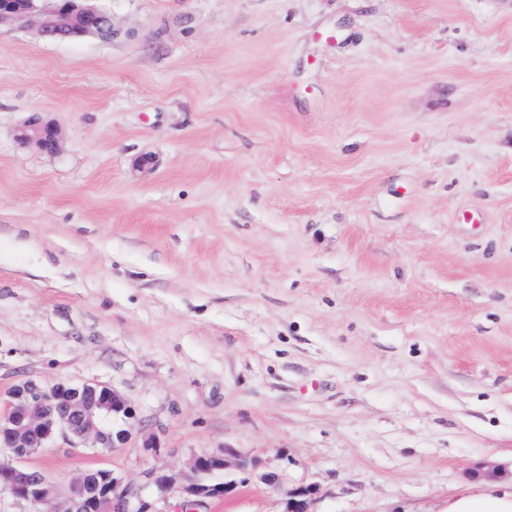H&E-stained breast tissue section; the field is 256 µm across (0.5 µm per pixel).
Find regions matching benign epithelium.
<instances>
[{
    "instance_id": "1",
    "label": "benign epithelium",
    "mask_w": 512,
    "mask_h": 512,
    "mask_svg": "<svg viewBox=\"0 0 512 512\" xmlns=\"http://www.w3.org/2000/svg\"><path fill=\"white\" fill-rule=\"evenodd\" d=\"M2 24L32 26L48 39L62 32L73 38L112 39L118 34L112 13L96 6L94 0H44L41 7L35 0H0ZM17 138L46 152L59 148L58 129L38 117L20 126ZM133 415L124 394L96 381L45 386L28 380L12 387L0 400V492L25 504L27 512H129L133 500L140 502L137 512H148L151 505L142 501L134 488L120 487L121 478L111 470L82 472L64 495L41 471L24 464L59 435L88 441L94 448H120L129 439L124 423ZM216 468H227L224 455L202 453L191 458L189 477L163 471H153L149 477L160 493L179 484L183 494L199 504L233 488L231 482L223 486L202 482L201 477ZM308 494L307 490L293 493L286 512H311Z\"/></svg>"
}]
</instances>
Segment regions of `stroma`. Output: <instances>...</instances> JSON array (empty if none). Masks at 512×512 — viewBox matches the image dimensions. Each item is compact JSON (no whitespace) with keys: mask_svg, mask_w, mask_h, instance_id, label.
Here are the masks:
<instances>
[{"mask_svg":"<svg viewBox=\"0 0 512 512\" xmlns=\"http://www.w3.org/2000/svg\"><path fill=\"white\" fill-rule=\"evenodd\" d=\"M0 26V396L96 380L126 447L32 456L182 512H444L512 478V0H105ZM40 115L47 153L15 136ZM275 483H267V474ZM1 0L0 26L35 27L41 36L52 39V33L66 32L73 38L100 36L112 39L118 34L112 13L92 2L97 0ZM227 465V460L222 453H202L191 458L189 462L191 476L189 477L163 471H152L149 477L163 495L180 484L183 494L190 498L192 503L199 504L205 498L225 496L233 488L234 484L231 482L223 486H215L206 485L201 480L202 475L213 473L214 468L225 470Z\"/></svg>","mask_w":512,"mask_h":512,"instance_id":"35a3bbf8","label":"stroma"}]
</instances>
